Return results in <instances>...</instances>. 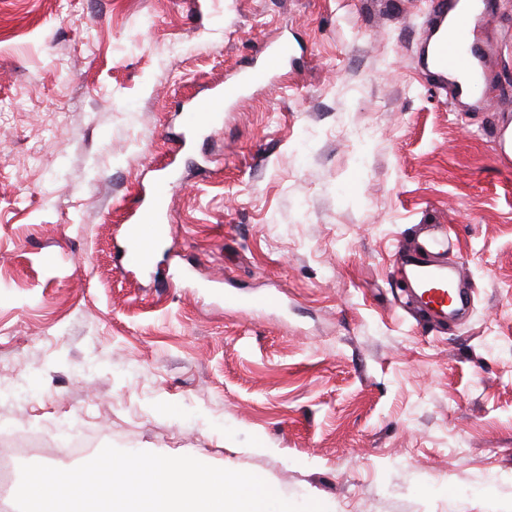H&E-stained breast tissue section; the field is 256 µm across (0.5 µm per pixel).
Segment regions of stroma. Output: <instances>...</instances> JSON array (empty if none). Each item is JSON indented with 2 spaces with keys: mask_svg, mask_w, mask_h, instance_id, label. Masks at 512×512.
Instances as JSON below:
<instances>
[{
  "mask_svg": "<svg viewBox=\"0 0 512 512\" xmlns=\"http://www.w3.org/2000/svg\"><path fill=\"white\" fill-rule=\"evenodd\" d=\"M489 110L423 79L428 0H0V428L203 458L329 512H512V0ZM294 49L179 156L188 101ZM165 181L151 268L122 260ZM442 224L471 304L408 316ZM276 293L280 307L243 300Z\"/></svg>",
  "mask_w": 512,
  "mask_h": 512,
  "instance_id": "stroma-1",
  "label": "stroma"
}]
</instances>
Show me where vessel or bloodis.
<instances>
[{
  "mask_svg": "<svg viewBox=\"0 0 512 512\" xmlns=\"http://www.w3.org/2000/svg\"><path fill=\"white\" fill-rule=\"evenodd\" d=\"M457 2L430 0L425 37L429 64L423 75L427 83L444 91L450 102L468 98L475 109L481 110L489 104L481 91L492 77L491 49L477 39L471 12L458 7ZM287 55L283 46L265 48L260 66L241 79L225 82L223 89L196 98L188 117L190 126H210L225 105L239 98L245 87L264 82ZM162 198L158 190L152 203L140 204V221L131 225L123 251L126 264L141 268L147 263L151 241L160 231ZM454 250L446 228L428 224L420 242L399 253L422 314L438 322L457 316L463 302L460 290L468 276L463 263H449L447 256Z\"/></svg>",
  "mask_w": 512,
  "mask_h": 512,
  "instance_id": "obj_1",
  "label": "vessel or blood"
}]
</instances>
